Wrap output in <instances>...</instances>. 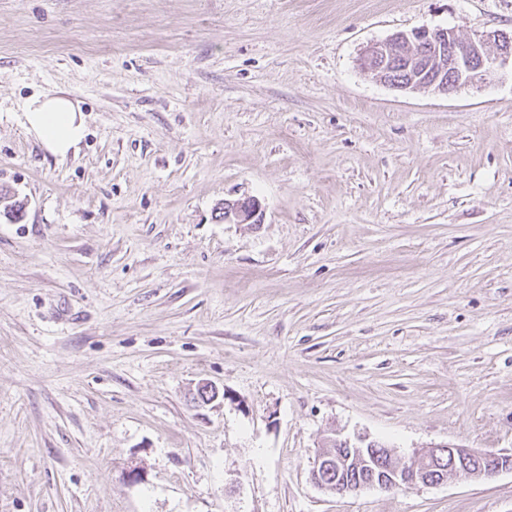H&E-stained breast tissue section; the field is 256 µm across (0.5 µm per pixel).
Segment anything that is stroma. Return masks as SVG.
I'll use <instances>...</instances> for the list:
<instances>
[{"label":"stroma","instance_id":"stroma-1","mask_svg":"<svg viewBox=\"0 0 512 512\" xmlns=\"http://www.w3.org/2000/svg\"><path fill=\"white\" fill-rule=\"evenodd\" d=\"M422 26L511 32L512 0H0V512H512V471L310 479L331 438L512 455V66L361 69ZM24 109L28 131L35 134L46 152L64 159L79 150L86 124L70 99L35 94L28 98ZM261 204L258 199L247 197L235 201L224 202V223L257 224L261 221Z\"/></svg>","mask_w":512,"mask_h":512}]
</instances>
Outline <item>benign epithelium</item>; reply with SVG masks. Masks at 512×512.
I'll list each match as a JSON object with an SVG mask.
<instances>
[{"label":"benign epithelium","instance_id":"1","mask_svg":"<svg viewBox=\"0 0 512 512\" xmlns=\"http://www.w3.org/2000/svg\"><path fill=\"white\" fill-rule=\"evenodd\" d=\"M496 46V54L487 51V44ZM512 61V33L493 31L468 40L461 39L456 30L448 27L423 26L409 32H398L385 40L369 45L360 58L362 69L383 84L401 91L432 89L446 94L460 86L483 83L496 67ZM399 65L405 77L395 79L391 68ZM224 222L229 224L260 223L261 204L258 199L247 197L224 202ZM448 457V472L463 473L482 481L509 470L501 464L504 454L487 453L451 444H430L417 450L405 463L388 457L386 473L380 476V488L399 490L417 486L443 483L446 476L434 473L443 457ZM366 461L364 449L355 447L348 456L334 452L318 456L311 471L312 482L323 491L344 494L348 488L328 483L325 471L341 464Z\"/></svg>","mask_w":512,"mask_h":512}]
</instances>
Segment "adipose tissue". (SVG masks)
I'll list each match as a JSON object with an SVG mask.
<instances>
[{"label": "adipose tissue", "mask_w": 512, "mask_h": 512, "mask_svg": "<svg viewBox=\"0 0 512 512\" xmlns=\"http://www.w3.org/2000/svg\"><path fill=\"white\" fill-rule=\"evenodd\" d=\"M24 118L28 131L35 134L43 149L61 159L77 152L86 135L82 112L62 96L29 97Z\"/></svg>", "instance_id": "obj_1"}]
</instances>
